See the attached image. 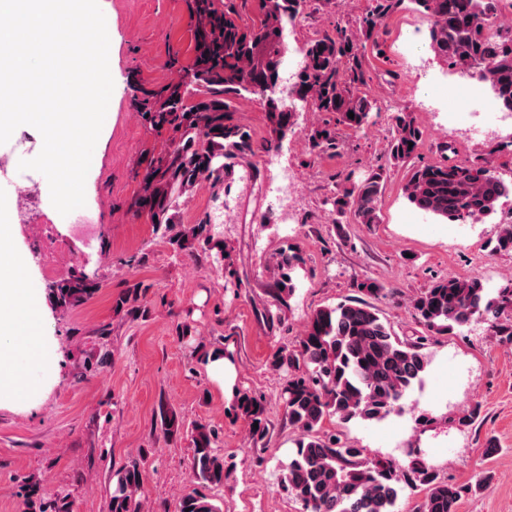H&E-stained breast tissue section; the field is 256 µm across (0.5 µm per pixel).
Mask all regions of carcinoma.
<instances>
[{
    "instance_id": "obj_1",
    "label": "carcinoma",
    "mask_w": 512,
    "mask_h": 512,
    "mask_svg": "<svg viewBox=\"0 0 512 512\" xmlns=\"http://www.w3.org/2000/svg\"><path fill=\"white\" fill-rule=\"evenodd\" d=\"M411 3L429 22L435 53L448 66L487 84L502 108L512 111V24L488 23L501 11L497 0H371L360 21L365 44L346 26L337 25L311 38L305 45L302 70L292 92L322 113L321 123L309 136L319 154L337 148L340 126L363 129L379 112L367 91L371 80L366 42L375 56L383 55L380 26ZM308 0H262V17L253 25L239 22L237 0H189L194 22V58L177 83L143 91L139 105L153 129L168 128L173 137L168 150L152 161L133 203L145 212L155 229L171 230L179 196L201 180L222 181L226 173L254 154L253 138L234 117L233 99L246 92L263 103L269 137L279 141L293 132V113L274 92L286 49L282 45L285 19L305 14ZM354 113L349 117L348 113ZM422 131L415 118L398 112L392 117V138L387 160L371 168L359 182L325 200L334 215L337 236H343L344 218L356 224L378 223V202L391 166H409L404 186L416 208L452 222L464 223L487 216L498 203L512 197V180L503 179L491 165L490 155L509 147L502 143L463 162H453L440 145L442 159L419 162ZM220 225L209 220L169 236L173 248L189 242L218 247L215 260L224 264ZM512 252V225L498 232L491 252ZM298 257L278 253L277 298L293 294V273ZM357 298L313 312L296 343L280 347L271 366L285 374L279 393L284 413L299 437L285 466L280 487L300 512H397L406 489L421 487L425 495L417 512H458L469 488L442 478L417 454L406 463L390 457L370 459L365 450L323 430L325 419L347 424L353 420L382 421L402 409V401L421 384L430 363L429 337L448 335L476 321L487 324L495 336L512 343V282L490 292L478 278L443 276L434 279L411 300L415 321L426 335L402 339L381 317L373 301L390 294L386 285L366 278L356 283ZM97 282L72 276L53 282L48 299L63 312L79 306L97 290ZM147 287L135 283L123 292L115 310L134 316ZM238 408L248 420L253 445L263 443L268 420L263 401L237 396ZM161 432L167 441L178 439L184 425L173 413L160 411ZM191 470L202 482L222 484L230 474L217 454L218 431L208 424L192 427ZM111 512H142L141 463L130 461L115 474ZM28 512H67L65 505L47 501L30 486ZM179 512H220L211 499L191 492L183 496Z\"/></svg>"
}]
</instances>
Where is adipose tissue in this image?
I'll list each match as a JSON object with an SVG mask.
<instances>
[{"label":"adipose tissue","instance_id":"1","mask_svg":"<svg viewBox=\"0 0 512 512\" xmlns=\"http://www.w3.org/2000/svg\"><path fill=\"white\" fill-rule=\"evenodd\" d=\"M12 232L10 211H0V403L31 398L40 386L35 370L52 361L45 300L24 285L29 259L13 249Z\"/></svg>","mask_w":512,"mask_h":512}]
</instances>
